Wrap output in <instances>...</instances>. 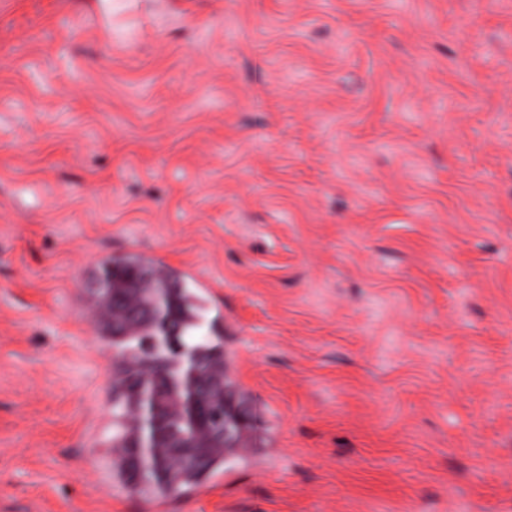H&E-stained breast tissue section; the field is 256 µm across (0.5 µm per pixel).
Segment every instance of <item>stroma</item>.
Listing matches in <instances>:
<instances>
[{
  "label": "stroma",
  "instance_id": "1",
  "mask_svg": "<svg viewBox=\"0 0 512 512\" xmlns=\"http://www.w3.org/2000/svg\"><path fill=\"white\" fill-rule=\"evenodd\" d=\"M254 418L112 476L105 260ZM0 512H512V0H0Z\"/></svg>",
  "mask_w": 512,
  "mask_h": 512
}]
</instances>
